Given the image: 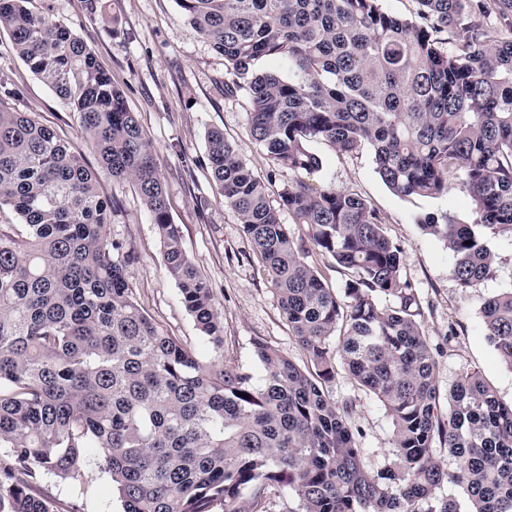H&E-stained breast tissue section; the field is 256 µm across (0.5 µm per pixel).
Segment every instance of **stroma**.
Listing matches in <instances>:
<instances>
[{
	"instance_id": "1",
	"label": "stroma",
	"mask_w": 512,
	"mask_h": 512,
	"mask_svg": "<svg viewBox=\"0 0 512 512\" xmlns=\"http://www.w3.org/2000/svg\"><path fill=\"white\" fill-rule=\"evenodd\" d=\"M31 10L67 25L112 76L132 112L157 150V162L171 220L182 245L209 283L224 322V361L259 371L254 352L261 341L303 363L305 355L288 328L267 267L244 235L239 217L225 206L211 176L207 135L223 131L255 173L272 176L273 189L302 181L360 195L380 213L383 228L404 250L402 278L417 294L420 321L436 346V382L448 393L458 378L478 371L499 399L512 403V368L500 360L484 334L481 305L485 298L512 290V236L489 234L496 255L492 273L470 288L451 274L454 257L446 243L423 234L416 220L432 213L468 224L474 219L470 189L463 173H454L451 190L441 197L402 198L379 178L371 147L352 154L326 142L312 146L321 166L312 171L276 167L251 137L248 101L224 96V59L189 22L176 0H29ZM0 73L20 89L1 96L0 109L27 112L54 127L95 169L102 192L112 203L113 240L131 253L130 286L152 322L177 337L202 360L212 346L195 326L169 277L163 247L136 189L101 169L97 153L79 126L78 115L33 74L17 54L7 32H0ZM337 402H351L352 427L365 449L367 470L380 468L392 455V426L378 399L359 388L346 370H338L328 388ZM54 512H123L110 475L97 462L84 469L79 483L46 475L33 486Z\"/></svg>"
}]
</instances>
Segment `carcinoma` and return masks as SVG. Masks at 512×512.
I'll list each match as a JSON object with an SVG mask.
<instances>
[{
    "mask_svg": "<svg viewBox=\"0 0 512 512\" xmlns=\"http://www.w3.org/2000/svg\"><path fill=\"white\" fill-rule=\"evenodd\" d=\"M176 2L224 56V96L247 98L251 136L276 165L319 168L314 142L341 153L368 145L400 197L444 196L463 172L472 223L428 214L416 224L447 243L461 286L491 274L486 234L512 235V0H415L410 18L380 0ZM0 30L78 112L101 166L136 185L167 272L213 345L203 362L152 323L128 283L131 254L108 233L96 172L55 129L0 109V209L19 219L0 224V512H54L33 483L45 474L77 483L94 459L123 512H266L282 491L295 502L288 512H512V404L473 371L442 411L403 251L363 198L299 182L282 187L276 209L224 133H208L219 194L265 259L306 357L301 366L258 342L261 373L229 367L212 289L182 247L155 147L123 92L66 25L27 0H0ZM264 58L288 65V79L257 71ZM280 209L351 272L342 291L304 262ZM386 296L396 305L380 304ZM481 314L512 367V290ZM340 366L392 420V458L372 472L353 404L328 392ZM446 482L466 489L468 506L438 496Z\"/></svg>",
    "mask_w": 512,
    "mask_h": 512,
    "instance_id": "cac0c4a2",
    "label": "carcinoma"
}]
</instances>
